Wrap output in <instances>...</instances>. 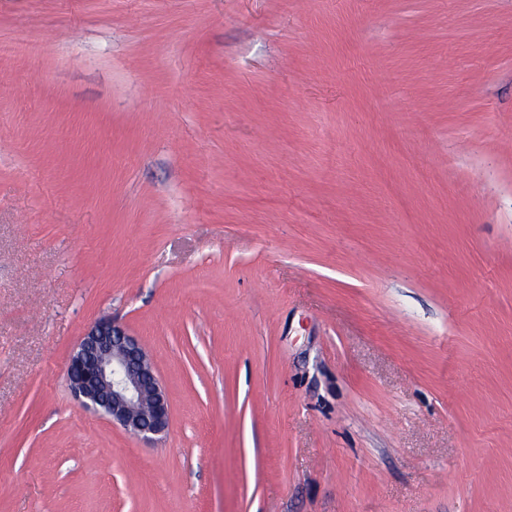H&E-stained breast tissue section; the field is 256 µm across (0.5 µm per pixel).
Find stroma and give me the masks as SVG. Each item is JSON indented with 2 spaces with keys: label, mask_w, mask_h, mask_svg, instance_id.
Returning a JSON list of instances; mask_svg holds the SVG:
<instances>
[{
  "label": "stroma",
  "mask_w": 512,
  "mask_h": 512,
  "mask_svg": "<svg viewBox=\"0 0 512 512\" xmlns=\"http://www.w3.org/2000/svg\"><path fill=\"white\" fill-rule=\"evenodd\" d=\"M0 512H512V0H0ZM67 380L79 404L152 439L166 432L171 407L145 347L111 322H99L81 336L67 363Z\"/></svg>",
  "instance_id": "obj_1"
}]
</instances>
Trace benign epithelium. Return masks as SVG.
I'll use <instances>...</instances> for the list:
<instances>
[{"label":"benign epithelium","mask_w":512,"mask_h":512,"mask_svg":"<svg viewBox=\"0 0 512 512\" xmlns=\"http://www.w3.org/2000/svg\"><path fill=\"white\" fill-rule=\"evenodd\" d=\"M67 380L79 404L151 439L169 427L165 387L145 347L125 330L99 322L81 336L67 363Z\"/></svg>","instance_id":"7a95c632"}]
</instances>
